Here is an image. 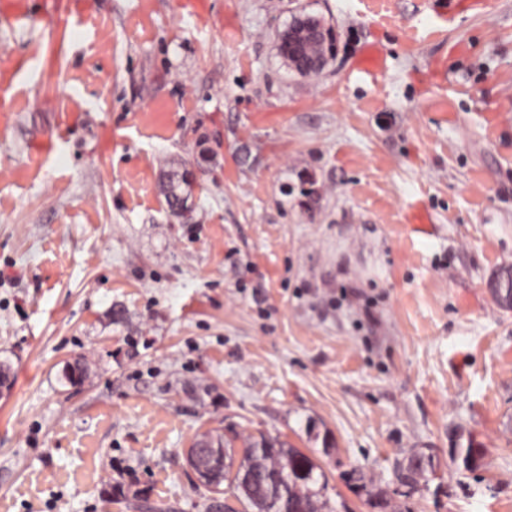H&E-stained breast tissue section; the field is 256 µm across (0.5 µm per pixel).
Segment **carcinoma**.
<instances>
[{
  "label": "carcinoma",
  "mask_w": 512,
  "mask_h": 512,
  "mask_svg": "<svg viewBox=\"0 0 512 512\" xmlns=\"http://www.w3.org/2000/svg\"><path fill=\"white\" fill-rule=\"evenodd\" d=\"M335 51L336 34L331 30L323 43L302 48L298 64H305L318 53L331 56ZM191 192L188 172L169 175L164 193L170 209L183 210ZM490 290L500 307L512 309V266H502L494 273ZM188 453L202 477L201 483L216 497L231 493L245 512H338L326 497L325 473L309 455L284 442L276 445L261 436L238 448L233 438L205 433ZM450 457L454 462L462 461L464 469L471 471L477 466L480 449L471 444L452 448ZM434 473L433 456L413 449L398 463L396 477L415 491ZM224 483L228 488H222Z\"/></svg>",
  "instance_id": "obj_1"
}]
</instances>
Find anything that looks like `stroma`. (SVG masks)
<instances>
[{"label":"stroma","instance_id":"stroma-1","mask_svg":"<svg viewBox=\"0 0 512 512\" xmlns=\"http://www.w3.org/2000/svg\"><path fill=\"white\" fill-rule=\"evenodd\" d=\"M508 264L512 0H0V512H209L208 430L339 512H512ZM329 28L330 27L323 22H309L296 32H293L290 35H284L281 39V44L286 45L289 41L298 42L321 39L322 37H327ZM335 51L336 34L334 33L333 29H331L329 31V36L324 41V43H320L317 46L308 45L303 47L297 63L298 65H304L307 59L315 56L318 53L324 56H331ZM192 192V183L188 177V172L181 174L173 173L169 175L164 186V193L167 204L171 210L181 211L184 204ZM489 286L496 303L504 309H512V266L500 267L491 278ZM427 473L432 476L435 473L433 456L411 449L409 455L398 463L396 477L414 492L422 481H428Z\"/></svg>","mask_w":512,"mask_h":512}]
</instances>
